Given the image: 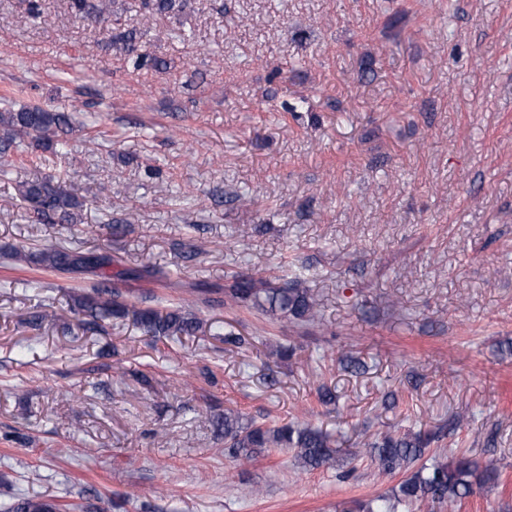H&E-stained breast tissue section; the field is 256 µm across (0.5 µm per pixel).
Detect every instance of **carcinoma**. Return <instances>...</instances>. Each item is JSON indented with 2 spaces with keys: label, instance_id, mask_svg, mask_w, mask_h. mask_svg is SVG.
<instances>
[{
  "label": "carcinoma",
  "instance_id": "carcinoma-1",
  "mask_svg": "<svg viewBox=\"0 0 512 512\" xmlns=\"http://www.w3.org/2000/svg\"><path fill=\"white\" fill-rule=\"evenodd\" d=\"M113 0H68L71 16L80 22L102 25L112 16ZM148 17L156 14L182 11L184 0H142ZM122 44L128 61L135 69L158 66L161 61L150 56L138 45V33L131 29L115 35ZM0 108V154L5 156L27 139L33 146L51 149L73 131L71 117L40 105L15 108L3 100ZM19 196L34 216L50 224H77L87 197L64 189L49 180L23 182ZM16 261L35 262L44 268L75 276L101 274L111 266V258L104 254L59 248H44L35 252L15 250ZM224 297L236 306L254 309L280 321L313 324L319 320L318 303L303 286V278L296 274L278 282L264 278L237 277L224 289ZM70 313L84 317V324L95 329L113 319L130 318L151 336L193 334L202 327V321L192 313L179 309L162 311L141 307L122 292L111 289L104 282L82 294ZM216 431L224 437V450L229 455L250 460L274 449H290L309 468H319L333 461L339 453L335 441L321 429L309 426H268L250 421L242 422L231 410L216 420ZM434 440L424 433L402 437L377 436L363 443L379 472L385 475L407 473L389 495L378 496L360 505L362 512H395V504H411L431 500L457 512L462 501L474 493V488L495 479L497 468L489 460L481 466L467 457L449 461H435L411 472L409 468L421 459ZM66 507L55 502L19 500L11 512H64Z\"/></svg>",
  "mask_w": 512,
  "mask_h": 512
}]
</instances>
